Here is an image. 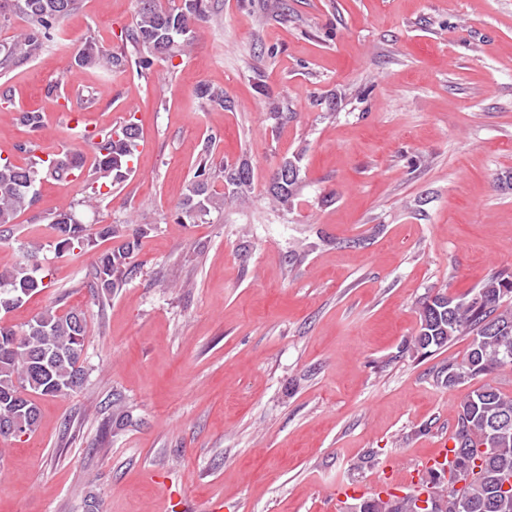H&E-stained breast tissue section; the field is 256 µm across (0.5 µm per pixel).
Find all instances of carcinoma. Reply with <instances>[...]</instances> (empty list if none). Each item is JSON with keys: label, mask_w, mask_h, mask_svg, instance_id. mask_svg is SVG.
Listing matches in <instances>:
<instances>
[{"label": "carcinoma", "mask_w": 512, "mask_h": 512, "mask_svg": "<svg viewBox=\"0 0 512 512\" xmlns=\"http://www.w3.org/2000/svg\"><path fill=\"white\" fill-rule=\"evenodd\" d=\"M135 21L125 39L135 51L139 72L151 70L154 62L193 44L195 30L210 20L211 0H177L164 8L159 0H136ZM79 6V0H0V23L17 15L29 20L30 27L9 43L0 44V71H8L19 61L36 53L43 45L55 42L64 19ZM126 53H114L97 46L93 39L84 41L73 57L80 69L107 71L126 68ZM198 95L210 105L227 107L224 90L201 85ZM94 146L89 170L91 200L101 195L97 182L120 185L129 178L128 162L139 142L140 129L133 119L117 128L103 129ZM300 155L282 160L272 176V199L288 205L303 188ZM83 171L82 157L74 152L37 158L26 166L0 161V226L14 223L37 202L36 181L41 176L66 181ZM220 174L224 192L212 189L211 180ZM254 178L248 159L234 164L214 165L210 149H205L194 180L177 206L182 224H195L225 202L244 203ZM49 227L54 233L57 253L71 254L97 245L98 240H112V247L97 260L91 272L93 287L101 297L111 295L136 274L132 262L140 241L150 224H100L96 231L73 210L53 216ZM43 245L38 240L27 243V262L0 271V313L7 314L45 288L48 276L38 262ZM87 323L85 313L76 308L64 312L54 305L45 307L24 327L0 321V430L3 439L35 432L39 426L41 397H62L81 388L85 381L82 366ZM459 336H475L461 361L452 360L441 370L442 383L448 387L512 367V275L497 274L467 298L447 292L427 297L419 311V328L413 347L426 354L448 346ZM512 421V394L485 383L473 389L460 405L449 440L451 456L440 467L428 470L420 491L431 497L446 491L445 477L460 484L455 490L453 507L448 512H498L502 500L512 503V488L505 491V478H512V444L505 448H480V440L499 420ZM416 497L377 494L359 499L356 512H419Z\"/></svg>", "instance_id": "1"}]
</instances>
